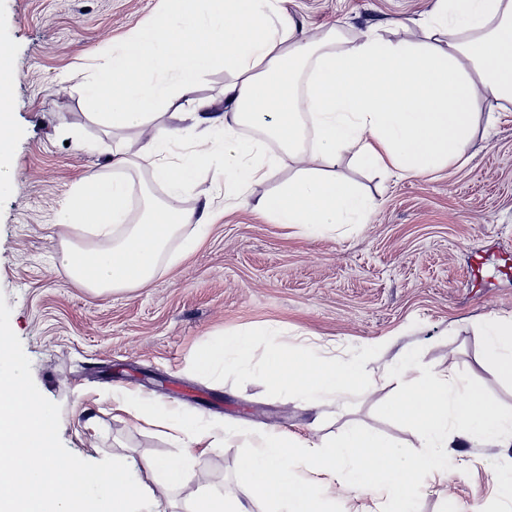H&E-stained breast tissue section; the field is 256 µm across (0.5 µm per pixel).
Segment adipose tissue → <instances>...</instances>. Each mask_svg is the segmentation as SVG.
Segmentation results:
<instances>
[{
    "mask_svg": "<svg viewBox=\"0 0 512 512\" xmlns=\"http://www.w3.org/2000/svg\"><path fill=\"white\" fill-rule=\"evenodd\" d=\"M281 0H167V8L118 47L106 48L97 80L82 90L87 115L112 132L135 131L137 150L112 154V172H94L72 189L56 222L70 233L100 239V246L65 244L58 263L71 278L95 292L148 284L170 240L186 224L198 234L184 240V253L210 226L209 199L186 210L182 196L198 190L212 157L208 140L195 143L177 164L163 155L182 132L159 123L162 110L189 99L184 115L191 126L223 137L224 167L232 174V198L254 199L256 211L276 223L317 237L342 225L367 223L373 199L356 184L337 177L344 155L367 170L399 178L465 164L477 120L491 99L512 100V0H435L429 13L401 24L399 36L373 25L348 40L331 28L307 37L287 16ZM232 71L222 102L194 97L197 84L216 67ZM17 81L9 45L0 42V197L13 193L17 131L12 97ZM253 125L276 140L269 155L259 140L238 138ZM157 161L152 181L163 198L134 204L130 173L141 156ZM291 167L293 178L276 192L252 198L254 187ZM485 349L501 373L512 379V317L492 316L482 328ZM266 373L275 391L298 395L308 404L338 402L375 389L364 368L365 354L346 361L289 350L278 330L265 333ZM255 339L242 333L207 343L196 359L209 375L228 363L247 367ZM417 351L393 357L389 376L401 392L389 403L390 416L418 429L423 451L412 457L401 445L353 424L322 445L285 432L198 426L160 410L148 396H128V413L204 448L252 437L240 463L251 498L269 512H336L337 499L382 500L383 512H420L414 479L425 473L448 480V463L465 446L512 447V408L494 404L479 389L459 383L448 371L418 374ZM312 465L301 480L297 459ZM148 468L172 489L185 491L189 512H249L238 500L193 487V473L176 459Z\"/></svg>",
    "mask_w": 512,
    "mask_h": 512,
    "instance_id": "obj_1",
    "label": "adipose tissue"
}]
</instances>
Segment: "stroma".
<instances>
[{
    "label": "stroma",
    "instance_id": "35a3bbf8",
    "mask_svg": "<svg viewBox=\"0 0 512 512\" xmlns=\"http://www.w3.org/2000/svg\"><path fill=\"white\" fill-rule=\"evenodd\" d=\"M432 0H291L308 32L340 26L345 36L368 26L394 30L425 16ZM162 0H0V41L11 46L17 143L15 190L0 198V292L10 324L31 361L33 380L61 407L60 439L79 458L125 455L150 489L155 512H187L185 492L167 488L147 460L180 456L182 443L129 415L121 393H141L165 411L200 425H242L329 441L352 423L381 432L411 455L417 430L390 418L395 381L383 380L404 346L421 354L420 370H448L512 407V380L487 358L480 326L512 316V103L494 107V126L477 130L467 165L406 178L389 177L344 159L339 177L372 196L367 224L341 226L311 239L224 197L223 140L203 188L221 217L197 249L161 260L143 288L97 295L58 266L71 235L55 217L73 186L107 171L116 144L86 118L81 85L99 70L107 44L149 23ZM282 331L290 347L325 346L337 358L368 345L374 393L309 407L273 390L260 368L258 341L249 367L204 376L194 368L201 346L235 330ZM242 442L196 455L194 484L248 501L239 477ZM512 474L511 448H468L448 468L447 485L418 474L421 512H512L494 480Z\"/></svg>",
    "mask_w": 512,
    "mask_h": 512
}]
</instances>
